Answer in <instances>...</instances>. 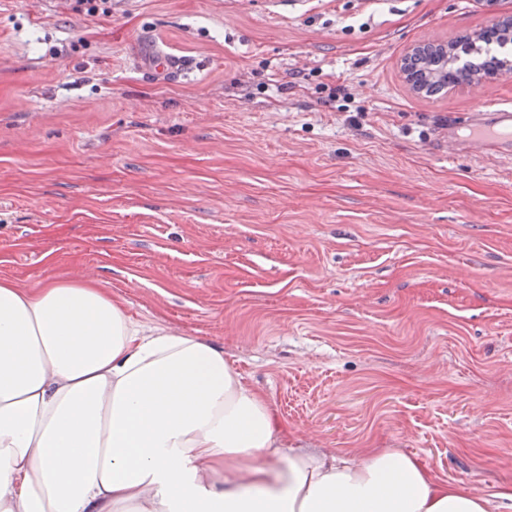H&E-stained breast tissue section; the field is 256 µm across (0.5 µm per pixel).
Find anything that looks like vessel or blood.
Listing matches in <instances>:
<instances>
[{"mask_svg": "<svg viewBox=\"0 0 512 512\" xmlns=\"http://www.w3.org/2000/svg\"><path fill=\"white\" fill-rule=\"evenodd\" d=\"M449 157H457L462 145L476 147L479 155L512 159V105L476 97L473 111L456 114L448 121L444 139Z\"/></svg>", "mask_w": 512, "mask_h": 512, "instance_id": "1", "label": "vessel or blood"}]
</instances>
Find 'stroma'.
Segmentation results:
<instances>
[{"mask_svg":"<svg viewBox=\"0 0 512 512\" xmlns=\"http://www.w3.org/2000/svg\"><path fill=\"white\" fill-rule=\"evenodd\" d=\"M512 0H0V278L96 280L224 352L309 452L512 482V162L402 59ZM188 74H156V51Z\"/></svg>","mask_w":512,"mask_h":512,"instance_id":"1","label":"stroma"}]
</instances>
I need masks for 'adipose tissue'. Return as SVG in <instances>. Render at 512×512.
Listing matches in <instances>:
<instances>
[{"mask_svg":"<svg viewBox=\"0 0 512 512\" xmlns=\"http://www.w3.org/2000/svg\"><path fill=\"white\" fill-rule=\"evenodd\" d=\"M221 349L98 282L0 279V512H512L398 448L287 446Z\"/></svg>","mask_w":512,"mask_h":512,"instance_id":"1","label":"adipose tissue"}]
</instances>
